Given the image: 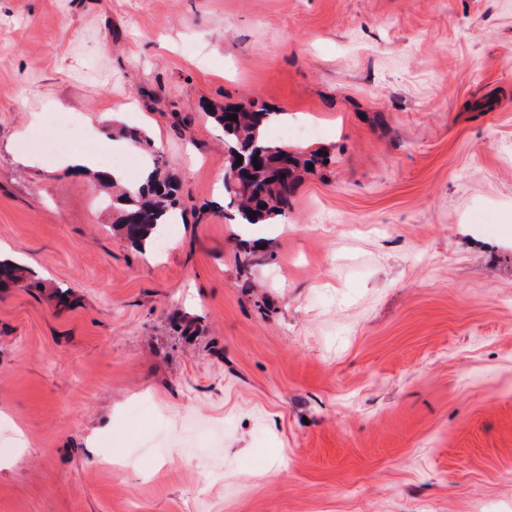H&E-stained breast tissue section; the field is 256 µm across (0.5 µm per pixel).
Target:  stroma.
<instances>
[{
	"label": "stroma",
	"instance_id": "stroma-1",
	"mask_svg": "<svg viewBox=\"0 0 512 512\" xmlns=\"http://www.w3.org/2000/svg\"><path fill=\"white\" fill-rule=\"evenodd\" d=\"M247 101L327 158L278 224L218 210ZM61 112L179 173L156 247ZM4 246L0 512H512V0H0ZM36 272L18 262L0 260V287L24 288L39 284Z\"/></svg>",
	"mask_w": 512,
	"mask_h": 512
}]
</instances>
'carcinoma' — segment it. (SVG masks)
<instances>
[{
	"instance_id": "cac0c4a2",
	"label": "carcinoma",
	"mask_w": 512,
	"mask_h": 512,
	"mask_svg": "<svg viewBox=\"0 0 512 512\" xmlns=\"http://www.w3.org/2000/svg\"><path fill=\"white\" fill-rule=\"evenodd\" d=\"M237 115V120L230 116ZM224 130L228 143V171L240 169L237 159L264 156L280 164L276 169L265 165L247 172L237 187L224 184V194L231 197L224 219L232 224H277L286 217L292 198L308 166L323 165L326 158L318 151L290 150L266 136L269 125L280 120L257 103L227 105L213 113ZM112 208L116 219L112 231L140 248L158 236L180 211V175L151 154V171L137 192L130 193L111 184ZM254 217H249V214ZM37 275L18 262L0 260V287L24 288L35 284Z\"/></svg>"
}]
</instances>
